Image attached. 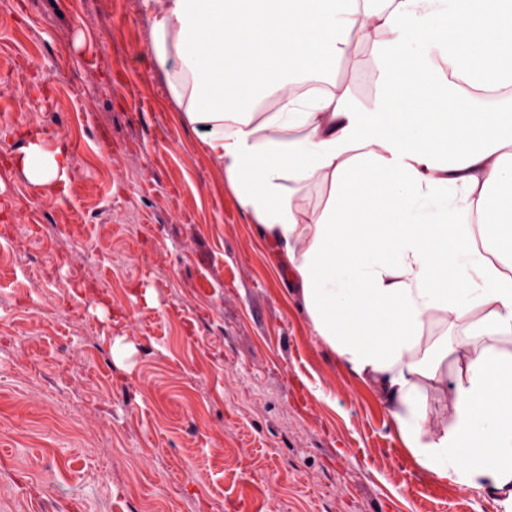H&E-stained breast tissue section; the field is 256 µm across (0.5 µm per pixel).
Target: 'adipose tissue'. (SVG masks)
Masks as SVG:
<instances>
[{
    "mask_svg": "<svg viewBox=\"0 0 512 512\" xmlns=\"http://www.w3.org/2000/svg\"><path fill=\"white\" fill-rule=\"evenodd\" d=\"M151 2L168 93L311 332L415 465L512 512V0ZM354 42L359 76L332 79ZM12 166L71 182L35 138Z\"/></svg>",
    "mask_w": 512,
    "mask_h": 512,
    "instance_id": "ef3b65f1",
    "label": "adipose tissue"
}]
</instances>
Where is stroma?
Segmentation results:
<instances>
[{"label":"stroma","mask_w":512,"mask_h":512,"mask_svg":"<svg viewBox=\"0 0 512 512\" xmlns=\"http://www.w3.org/2000/svg\"><path fill=\"white\" fill-rule=\"evenodd\" d=\"M143 0H0V512H504L405 456L166 92ZM70 149L62 201L8 161Z\"/></svg>","instance_id":"35a3bbf8"}]
</instances>
